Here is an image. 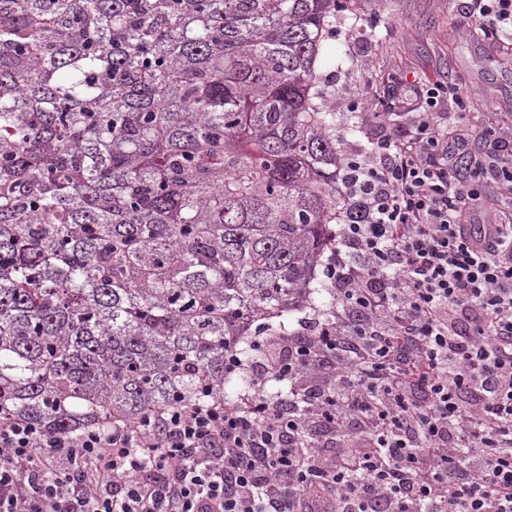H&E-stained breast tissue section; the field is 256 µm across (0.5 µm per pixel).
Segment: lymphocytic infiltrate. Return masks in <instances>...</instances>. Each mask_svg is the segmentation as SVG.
<instances>
[{"label": "lymphocytic infiltrate", "mask_w": 512, "mask_h": 512, "mask_svg": "<svg viewBox=\"0 0 512 512\" xmlns=\"http://www.w3.org/2000/svg\"><path fill=\"white\" fill-rule=\"evenodd\" d=\"M476 27L512 0H468ZM404 129L348 155L324 277L344 319L313 323L253 367L234 403H180L72 436L0 421V512H512V225L474 232L491 200L448 172L436 80ZM276 373L303 408L272 399ZM354 433L334 451L313 438Z\"/></svg>", "instance_id": "obj_1"}]
</instances>
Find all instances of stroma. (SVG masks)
<instances>
[{
	"instance_id": "1",
	"label": "stroma",
	"mask_w": 512,
	"mask_h": 512,
	"mask_svg": "<svg viewBox=\"0 0 512 512\" xmlns=\"http://www.w3.org/2000/svg\"><path fill=\"white\" fill-rule=\"evenodd\" d=\"M359 7L376 28L337 35L338 64L324 69L326 97L368 91L388 103L401 126L416 102L396 75L438 78L477 95L464 110L452 102L441 106L449 132L469 137L468 156L488 151L482 130L512 131V30L484 35L464 0H360Z\"/></svg>"
}]
</instances>
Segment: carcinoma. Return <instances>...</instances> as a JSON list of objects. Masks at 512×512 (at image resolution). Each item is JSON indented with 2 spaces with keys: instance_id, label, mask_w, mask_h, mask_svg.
I'll list each match as a JSON object with an SVG mask.
<instances>
[{
  "instance_id": "cac0c4a2",
  "label": "carcinoma",
  "mask_w": 512,
  "mask_h": 512,
  "mask_svg": "<svg viewBox=\"0 0 512 512\" xmlns=\"http://www.w3.org/2000/svg\"><path fill=\"white\" fill-rule=\"evenodd\" d=\"M355 0H0V414L224 402V349L328 317Z\"/></svg>"
}]
</instances>
